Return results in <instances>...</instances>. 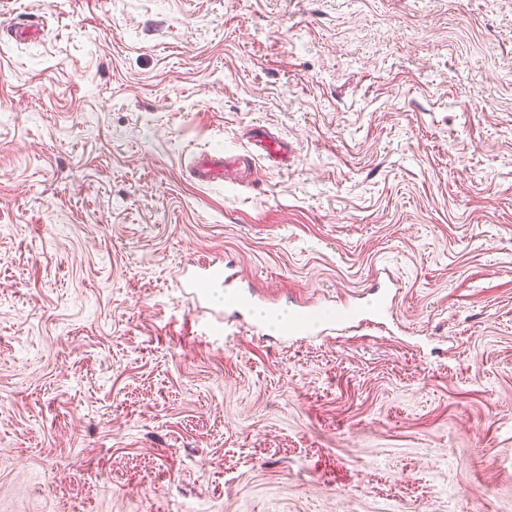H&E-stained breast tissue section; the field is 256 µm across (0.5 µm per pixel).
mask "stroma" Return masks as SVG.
<instances>
[{
	"label": "stroma",
	"instance_id": "35a3bbf8",
	"mask_svg": "<svg viewBox=\"0 0 512 512\" xmlns=\"http://www.w3.org/2000/svg\"><path fill=\"white\" fill-rule=\"evenodd\" d=\"M30 20L0 512H512V0H0ZM217 151L245 172L198 184ZM214 259L250 310L184 294Z\"/></svg>",
	"mask_w": 512,
	"mask_h": 512
}]
</instances>
